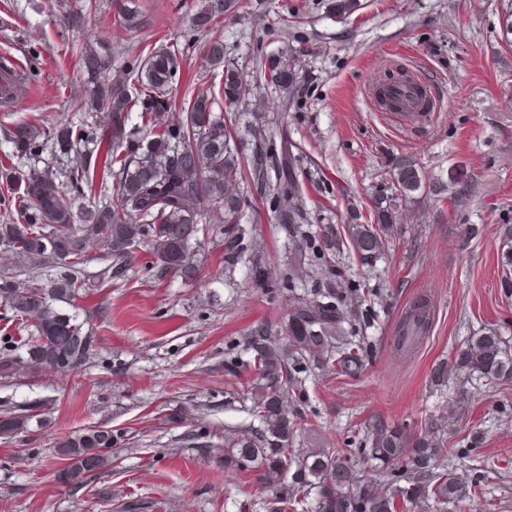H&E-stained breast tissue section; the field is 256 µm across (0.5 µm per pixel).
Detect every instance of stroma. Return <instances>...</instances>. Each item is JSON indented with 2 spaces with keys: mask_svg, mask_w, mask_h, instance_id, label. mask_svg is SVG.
<instances>
[{
  "mask_svg": "<svg viewBox=\"0 0 512 512\" xmlns=\"http://www.w3.org/2000/svg\"><path fill=\"white\" fill-rule=\"evenodd\" d=\"M512 0H360L351 16L332 17L318 0H236L224 15L226 57L254 76L256 58L285 45L306 49L307 96L300 108L268 91L254 109L273 119L305 172L303 188L312 234L331 237L321 276L342 277L364 289L360 333L377 352L356 378L313 374L309 395L319 413L300 447H341L352 427L370 416L391 425L434 413L466 387L463 421L448 420L450 447L483 439L458 460L477 469L480 486L456 512H512V386L449 373L434 386L431 371L452 360L468 339L496 326L512 345V298L499 288L501 227L512 224V44L502 35V14ZM141 21L113 23L112 0H0V55L17 61L26 89L0 108V136L22 119L77 122L85 84L78 56L86 46L108 49L113 65L158 40L177 45L181 74L174 91L220 83L222 72L202 60L203 39L191 28L196 0H138ZM415 73L434 91L433 111L404 118L377 109L369 89L388 71ZM409 157L427 181L447 183L446 197L427 189L393 195V159ZM467 172L457 190L449 180ZM242 222L252 226L266 261L268 287L256 285L244 265L226 271L220 252L202 241L196 282L158 279L142 263L127 278L100 280L103 250L84 266L96 280L85 306L93 316L98 354L77 372L0 379V407L38 403L41 425L25 436L0 438V512H243L254 489L252 474L228 471L222 461L225 427L249 423L244 410L247 374L224 372V353L257 321L280 329L284 296L270 292L291 266L288 238L267 201L244 188ZM398 215L385 255L365 266L336 231L358 215L373 222L381 202ZM432 303L428 337L411 357L391 338L403 309L420 296ZM204 417L213 429L211 453L192 444L188 419ZM103 426L122 441L110 469L87 485L56 481L58 437Z\"/></svg>",
  "mask_w": 512,
  "mask_h": 512,
  "instance_id": "1",
  "label": "stroma"
}]
</instances>
